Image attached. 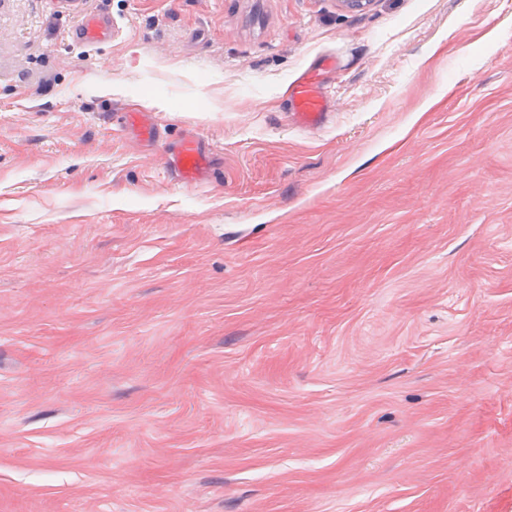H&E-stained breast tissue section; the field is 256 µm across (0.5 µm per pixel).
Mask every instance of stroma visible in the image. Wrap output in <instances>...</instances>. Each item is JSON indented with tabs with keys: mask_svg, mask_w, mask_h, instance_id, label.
<instances>
[{
	"mask_svg": "<svg viewBox=\"0 0 512 512\" xmlns=\"http://www.w3.org/2000/svg\"><path fill=\"white\" fill-rule=\"evenodd\" d=\"M0 512H512V0H0ZM68 36L85 47H95L112 39V20L99 13L84 12ZM320 76V71L306 70L291 85L293 112L290 115L302 126L321 125L329 115ZM131 126L136 136L144 142H153L158 135V118L151 112H132L129 114ZM210 164V156L200 147L192 133L179 142L171 158V168L180 183L186 187L196 186L207 179Z\"/></svg>",
	"mask_w": 512,
	"mask_h": 512,
	"instance_id": "35a3bbf8",
	"label": "stroma"
}]
</instances>
